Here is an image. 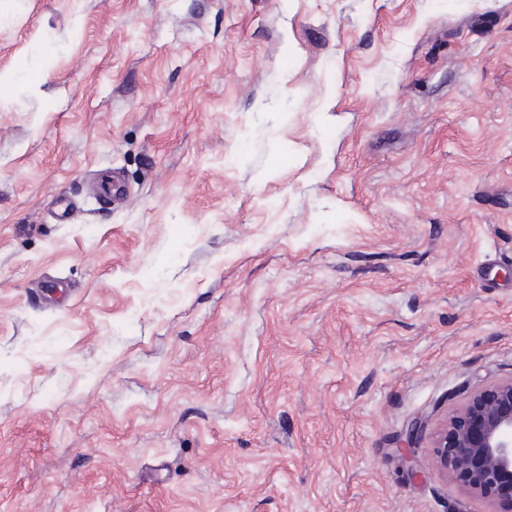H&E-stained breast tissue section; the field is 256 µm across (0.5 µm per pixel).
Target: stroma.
<instances>
[{"mask_svg": "<svg viewBox=\"0 0 512 512\" xmlns=\"http://www.w3.org/2000/svg\"><path fill=\"white\" fill-rule=\"evenodd\" d=\"M0 76V512H497L512 0H0ZM432 448V464L442 474L496 502L498 512H511L512 379L479 389L447 417ZM423 431V423L420 419H414L408 425L405 432L404 439L400 442V446L397 448L402 461L407 467V470L412 476H418L419 470L414 455L415 445L418 442Z\"/></svg>", "mask_w": 512, "mask_h": 512, "instance_id": "35a3bbf8", "label": "stroma"}]
</instances>
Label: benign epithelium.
<instances>
[{"label": "benign epithelium", "mask_w": 512, "mask_h": 512, "mask_svg": "<svg viewBox=\"0 0 512 512\" xmlns=\"http://www.w3.org/2000/svg\"><path fill=\"white\" fill-rule=\"evenodd\" d=\"M423 423L408 425L398 452L411 475ZM432 464L469 492L512 512V379L479 389L445 420L433 440Z\"/></svg>", "instance_id": "benign-epithelium-1"}]
</instances>
